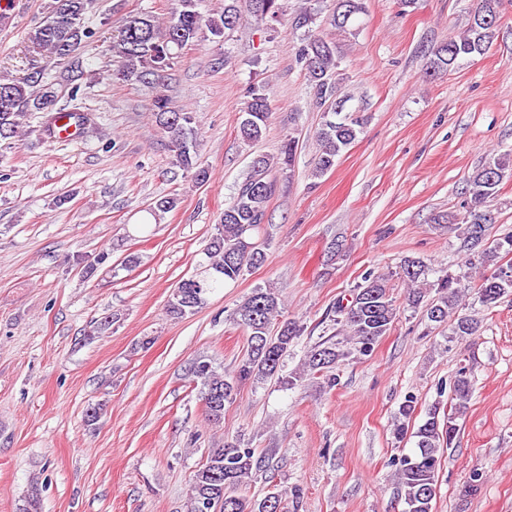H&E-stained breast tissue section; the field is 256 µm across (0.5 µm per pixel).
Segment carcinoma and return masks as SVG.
Here are the masks:
<instances>
[{"label": "carcinoma", "instance_id": "carcinoma-1", "mask_svg": "<svg viewBox=\"0 0 512 512\" xmlns=\"http://www.w3.org/2000/svg\"><path fill=\"white\" fill-rule=\"evenodd\" d=\"M93 0H51L43 20L28 32L30 48L37 53L47 52L55 58L72 57L90 31L83 25L84 15ZM198 0H175V7L166 25L156 23L150 15L127 18L112 41V53L120 59L124 79H143L158 76L171 67L178 53L201 39L203 32L221 38L239 21L249 15L257 21L274 20L283 12V0H226L224 11L216 17L203 18L197 10ZM363 13L362 0H336L330 22L346 29ZM500 20V0H476L472 19L465 32L458 37L434 46L429 54L426 74L437 76L450 71L462 60L485 55L497 37ZM298 60L303 64L311 85L316 107L323 110V123L317 132L319 151L314 158L311 176L319 178L336 165V159L358 138L363 125L359 113L347 108L350 97L341 94L339 78L340 57L336 44L320 36L308 37L298 48ZM41 69L24 78L0 79V140L16 136L30 112L46 114V127L69 114L87 123V115L58 105L56 92L47 87L34 91L42 82ZM271 106L268 89L254 84L247 91L242 108L239 132L248 144L260 142L266 131ZM155 122L168 139L173 152V165L190 172L196 183L209 178L207 168L197 158L195 116L172 106L167 97L159 95L153 102ZM297 144L290 138L281 147L279 158L258 154L240 184L233 200L224 207L209 242L202 250L196 269L174 287L167 301V314L183 319L194 314L216 289L238 281L246 271L258 268L266 261L263 246L257 244L264 223L267 204L276 191V182L269 178L274 163L281 168L292 166ZM512 178V153L493 156L469 177L466 214L463 226L448 222L446 229L458 231L474 251L479 263L488 264L501 255L512 254V233L508 232L485 245L476 237V227L495 223L489 203L497 196L499 186ZM179 200L165 197L145 209L140 226L159 223L162 215L175 210ZM401 275L410 283L406 303L414 308L422 305L430 322L446 323L455 320L453 342L473 336L479 330L478 321L463 313L471 281L466 276L447 274L434 284L437 296L427 301L426 289L417 286L425 273L424 265L415 259H406L400 265ZM512 292V262L497 267L484 275L477 293L480 302L491 307L505 294ZM281 299L274 288H257L244 298L233 312L232 320L248 336L247 355L232 373L220 375L211 363L196 359L190 368L194 379L200 381V397L209 418L218 423L224 419V406L236 396L239 387L251 379H272L279 376L288 350L302 335L304 327L291 319L278 320ZM334 313L339 315L337 336L315 343L307 351L302 372L288 381L294 386L305 373H319L327 387L336 386V366L352 357L367 356L377 342L394 324L398 309L388 285L387 276L367 274L353 289L349 303H338ZM472 391L469 368L459 367L452 382L456 403L445 416L438 419L439 407L428 409L425 419L413 432L406 420L415 413L418 398L408 392L400 404L402 421L396 425L397 438L408 435L416 438V451L403 455L394 462L400 490L404 492L402 512H434L437 498L438 468L442 452L452 446L459 432L456 420L466 409ZM275 451L257 454L253 448L225 445L208 452L205 462L196 471L192 482L191 512H288V498H301V489L291 493L270 492L262 499H249L239 490L254 476L270 468Z\"/></svg>", "mask_w": 512, "mask_h": 512}]
</instances>
